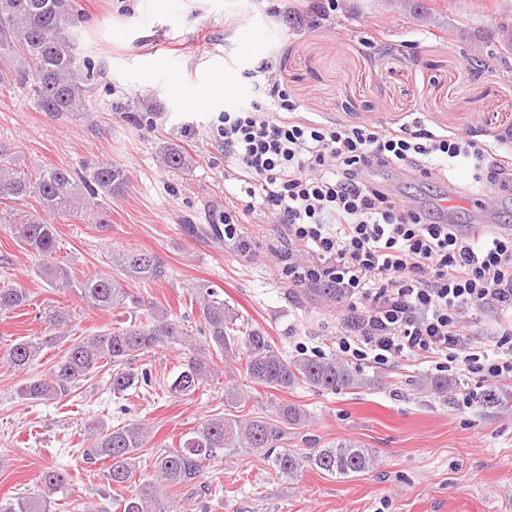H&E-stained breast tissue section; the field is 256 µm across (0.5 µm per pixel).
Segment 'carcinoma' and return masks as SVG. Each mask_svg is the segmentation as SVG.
Wrapping results in <instances>:
<instances>
[{
    "label": "carcinoma",
    "instance_id": "1",
    "mask_svg": "<svg viewBox=\"0 0 512 512\" xmlns=\"http://www.w3.org/2000/svg\"><path fill=\"white\" fill-rule=\"evenodd\" d=\"M74 26L71 0H0V59L13 61L9 73L0 72V86H28L39 111L70 122L89 118L98 80L88 60L74 50ZM161 159L164 166L175 170L192 163L189 154L176 144L163 147ZM127 188L125 170L110 161H96L81 172L52 165L29 170L12 154L0 150V226L26 252L42 257L39 276L51 287L76 292L102 311L130 304L140 306L141 301L130 294L128 285L160 280L166 276L165 267L148 251L125 249L112 253L117 275H90L79 280L71 267L51 261L58 248L56 224L62 218H81L94 210L97 223L108 227L109 215L99 207V199L120 197ZM28 200L36 207L30 211L19 209ZM29 300L27 289L0 285L1 313L26 306ZM196 302L204 327L195 331L185 325V319L150 303L129 325L70 343L49 375L22 384L19 396L32 403L57 400L107 366L111 368L112 394L123 395L149 383L148 372L136 370L134 364L158 346H179L187 351L182 370L170 386L171 393L181 396L219 374L214 355L224 358L238 352L249 377L270 388L305 384L336 391L367 384L359 371L334 358L304 352L288 357L274 348L260 329H239L237 314L213 290L198 291ZM38 316L53 334L11 345L7 361L16 371L26 370L45 348L64 340L60 330L71 322L70 315L58 309L45 308ZM455 385L456 380L442 375L415 382L419 391L441 397ZM306 420L307 412L291 404L280 405L273 420L254 417L243 421L227 415L209 418L190 431L189 437L181 438L179 447L159 450L147 474L138 463L148 430L138 423L112 428L99 425L88 433L86 459L104 464L102 478L112 486L138 483L137 492L120 504V512H171L166 505V490L172 488L185 490L187 505L195 506L202 496L212 495L210 486L200 480L204 465L239 449L262 455L272 474L288 482L308 468L333 479L361 477L373 469L372 450L356 442H338L308 455L278 449L285 435L282 425H299ZM66 480L64 471L46 467L40 474L43 493L3 497L0 512H49V497L61 490Z\"/></svg>",
    "mask_w": 512,
    "mask_h": 512
}]
</instances>
